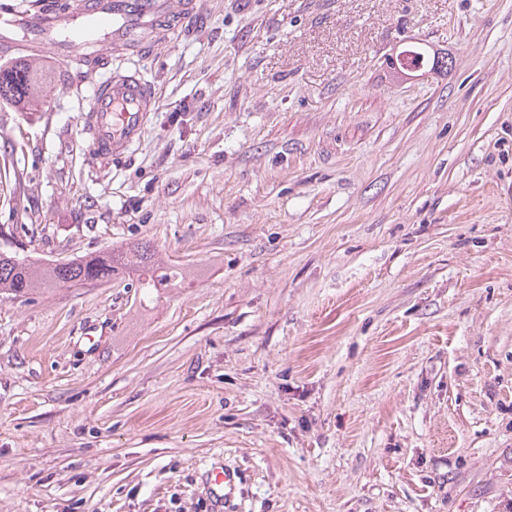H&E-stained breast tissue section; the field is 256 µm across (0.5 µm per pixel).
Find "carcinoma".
<instances>
[{"mask_svg": "<svg viewBox=\"0 0 512 512\" xmlns=\"http://www.w3.org/2000/svg\"><path fill=\"white\" fill-rule=\"evenodd\" d=\"M36 84V75L24 64L0 69L1 99L21 102L30 98ZM117 276L136 281L144 293L149 294L157 288L169 287L183 277V273L161 259L147 241L52 264L20 260L14 255L0 253V292L7 291L16 296L35 288L110 282Z\"/></svg>", "mask_w": 512, "mask_h": 512, "instance_id": "1", "label": "carcinoma"}]
</instances>
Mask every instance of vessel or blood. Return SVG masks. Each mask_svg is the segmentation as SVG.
Listing matches in <instances>:
<instances>
[{
  "mask_svg": "<svg viewBox=\"0 0 512 512\" xmlns=\"http://www.w3.org/2000/svg\"><path fill=\"white\" fill-rule=\"evenodd\" d=\"M203 0H78L69 12L40 7L15 10L0 19V53L16 50L37 59L51 54L95 66L105 53H139L154 44L166 25L201 12ZM158 105L153 87L139 73L106 76L91 92V105L80 114L92 158L102 164L122 157L144 134ZM238 490L236 475L212 470L210 498L230 503Z\"/></svg>",
  "mask_w": 512,
  "mask_h": 512,
  "instance_id": "vessel-or-blood-1",
  "label": "vessel or blood"
}]
</instances>
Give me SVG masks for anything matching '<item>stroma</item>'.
Wrapping results in <instances>:
<instances>
[{"label":"stroma","instance_id":"obj_1","mask_svg":"<svg viewBox=\"0 0 512 512\" xmlns=\"http://www.w3.org/2000/svg\"><path fill=\"white\" fill-rule=\"evenodd\" d=\"M450 59L401 75L408 45ZM0 98V252L184 267L0 294V512H512V0H205ZM158 92L125 158L78 117ZM91 105L80 114L92 158L110 164L122 157L145 133L158 105L154 88L137 72L106 76L91 92ZM237 475L224 469L212 470L207 483V493L214 502L224 504V507L230 506V502L234 499L238 490L236 481Z\"/></svg>","mask_w":512,"mask_h":512}]
</instances>
